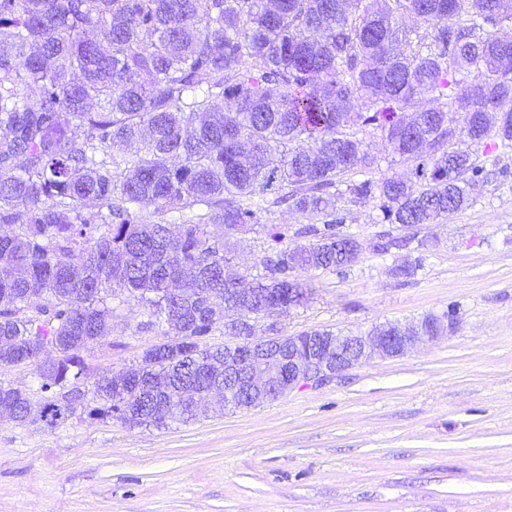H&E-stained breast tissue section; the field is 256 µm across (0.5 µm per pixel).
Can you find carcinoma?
<instances>
[{"mask_svg": "<svg viewBox=\"0 0 512 512\" xmlns=\"http://www.w3.org/2000/svg\"><path fill=\"white\" fill-rule=\"evenodd\" d=\"M503 26L512 0H0V365L36 362L37 337H56L37 373L52 427L79 408L131 428L192 420L181 385L224 371L198 348L229 334L225 296L245 280L210 227L250 229L286 203L318 220L293 248L262 224L258 313L304 287L296 270L343 267L355 237L339 202L417 226L468 207L492 175L479 149L512 148ZM375 132L409 177H370ZM118 293L195 366L143 367L172 377L161 392L102 375L68 399L60 382L89 376L83 352ZM2 401L28 422L25 392L0 384Z\"/></svg>", "mask_w": 512, "mask_h": 512, "instance_id": "obj_1", "label": "carcinoma"}]
</instances>
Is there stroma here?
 <instances>
[{
	"instance_id": "obj_1",
	"label": "stroma",
	"mask_w": 512,
	"mask_h": 512,
	"mask_svg": "<svg viewBox=\"0 0 512 512\" xmlns=\"http://www.w3.org/2000/svg\"><path fill=\"white\" fill-rule=\"evenodd\" d=\"M439 224H383L350 204L363 245L342 271L297 270L310 297L258 321L257 337L363 333L453 314L455 330L323 386L169 427L131 428L76 412L55 428L0 416V512H512V151ZM409 246L378 254L380 235ZM242 272L270 242L225 236ZM411 264L408 278L395 274ZM115 305L112 330L84 352L91 374L135 365L163 329Z\"/></svg>"
}]
</instances>
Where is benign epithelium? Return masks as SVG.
<instances>
[{
    "instance_id": "1",
    "label": "benign epithelium",
    "mask_w": 512,
    "mask_h": 512,
    "mask_svg": "<svg viewBox=\"0 0 512 512\" xmlns=\"http://www.w3.org/2000/svg\"><path fill=\"white\" fill-rule=\"evenodd\" d=\"M297 305L273 304L264 317L291 312ZM254 312L242 316L224 317L229 325L245 324L262 317ZM439 336L423 331L422 323L402 325L393 323L377 327L365 334H333L312 332L297 336L258 339L238 336L233 343L224 344V375L232 378L240 368L246 369L247 395L236 404L231 390L217 378L210 377L186 386L185 392L193 400L194 412H201L200 404L215 395L226 408H251L264 401L279 399L298 385L322 386L340 377L345 371L376 358H392L406 354L418 344L432 342Z\"/></svg>"
}]
</instances>
